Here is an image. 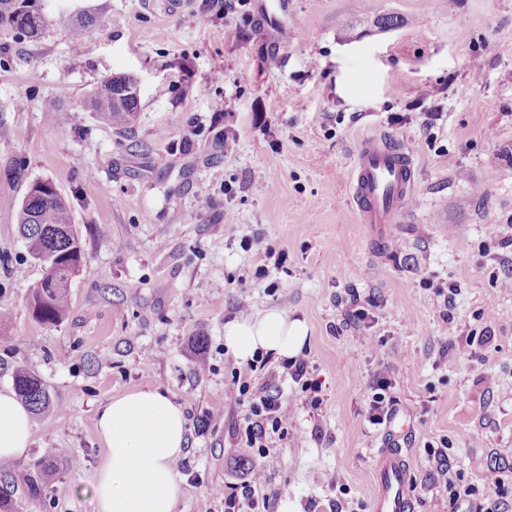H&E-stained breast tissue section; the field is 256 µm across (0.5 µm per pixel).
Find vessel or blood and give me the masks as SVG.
<instances>
[{"instance_id": "1", "label": "vessel or blood", "mask_w": 512, "mask_h": 512, "mask_svg": "<svg viewBox=\"0 0 512 512\" xmlns=\"http://www.w3.org/2000/svg\"><path fill=\"white\" fill-rule=\"evenodd\" d=\"M417 166L412 148L372 136L357 150L351 197L361 223L392 224L415 192ZM390 440L379 449L375 471L373 512H412V475L402 440L390 431Z\"/></svg>"}]
</instances>
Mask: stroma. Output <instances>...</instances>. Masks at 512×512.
Returning <instances> with one entry per match:
<instances>
[{
  "instance_id": "stroma-1",
  "label": "stroma",
  "mask_w": 512,
  "mask_h": 512,
  "mask_svg": "<svg viewBox=\"0 0 512 512\" xmlns=\"http://www.w3.org/2000/svg\"><path fill=\"white\" fill-rule=\"evenodd\" d=\"M163 2L46 0L39 41L0 34V309L12 315L0 389L21 365L52 400L26 457L0 463L1 478L43 474L38 496L17 491L18 512H94L98 415L146 388L187 419L174 512H224L225 484L253 464L240 442L244 382L294 406L264 459L272 506L329 512L338 499L371 512L384 429L367 410L389 360L411 419L415 512H475L489 494L512 512V290L500 285L512 270V0H248L228 14L214 0ZM74 13L91 25L75 32ZM383 15L399 26L379 28ZM80 37L89 53L74 51ZM115 73L137 83L129 134L89 104ZM425 90L442 112L429 127L413 107ZM48 100L60 123L46 119ZM373 135L416 155L396 224L360 223L349 196ZM45 178L83 249L55 325L32 315L43 269L17 224L28 184ZM254 237L286 254L261 277ZM352 293L375 302L367 330L344 324ZM242 303L307 323L300 356L322 384L317 408L280 359L236 373L224 327ZM430 446L448 452V484L432 478Z\"/></svg>"
}]
</instances>
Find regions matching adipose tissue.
<instances>
[{
  "label": "adipose tissue",
  "mask_w": 512,
  "mask_h": 512,
  "mask_svg": "<svg viewBox=\"0 0 512 512\" xmlns=\"http://www.w3.org/2000/svg\"><path fill=\"white\" fill-rule=\"evenodd\" d=\"M308 336L305 322L272 309L228 323L224 343L241 361L262 351L297 356ZM98 436L105 457L91 485L95 512H174L181 485L174 463L186 442L182 407L152 389L113 399L100 413ZM31 417L14 393L0 391V462L24 457Z\"/></svg>",
  "instance_id": "adipose-tissue-1"
}]
</instances>
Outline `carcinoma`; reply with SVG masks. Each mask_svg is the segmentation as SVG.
I'll list each match as a JSON object with an SVG mask.
<instances>
[{
  "label": "carcinoma",
  "instance_id": "obj_1",
  "mask_svg": "<svg viewBox=\"0 0 512 512\" xmlns=\"http://www.w3.org/2000/svg\"><path fill=\"white\" fill-rule=\"evenodd\" d=\"M45 27L44 0L25 5L21 0H0V34H13L36 40ZM134 81L124 75L104 78L93 88L90 104L102 120L128 127L135 118L138 98L129 88ZM19 230L30 256L45 268L47 276L32 290L29 299L34 315L48 324L63 320L68 310V288L82 262L80 238L72 224L69 205L56 186L48 190L29 188L18 214ZM19 399L37 414L50 409V396L44 383L18 366L12 373ZM39 474L25 471L0 481V512H16L14 495L18 486L31 495L39 492Z\"/></svg>",
  "mask_w": 512,
  "mask_h": 512
}]
</instances>
